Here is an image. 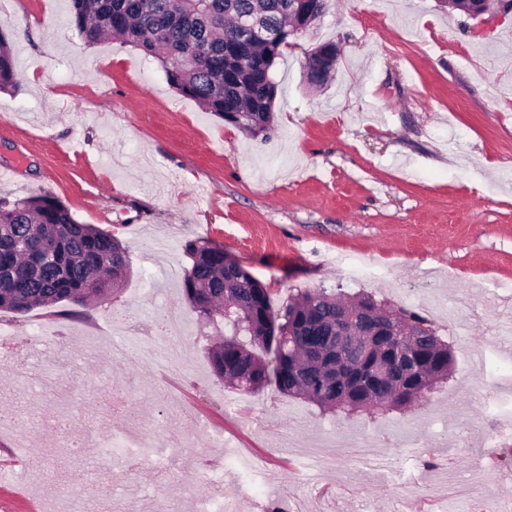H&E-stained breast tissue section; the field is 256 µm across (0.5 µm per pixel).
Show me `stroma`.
Returning <instances> with one entry per match:
<instances>
[{
	"label": "stroma",
	"instance_id": "obj_1",
	"mask_svg": "<svg viewBox=\"0 0 512 512\" xmlns=\"http://www.w3.org/2000/svg\"><path fill=\"white\" fill-rule=\"evenodd\" d=\"M18 86L0 92V197L47 194L131 251L125 283L102 300L0 311V412L43 440L33 468L0 484V512H194L206 475L224 470L237 512H490L512 501V429L485 440L512 322V19L485 32L437 0H329L317 26L284 48L268 139L179 95L158 62L112 38L86 46L70 0H0ZM340 45L325 87L306 57ZM223 246L275 304L297 288L364 292L427 318L455 351L452 379L404 412L339 419L275 387L245 398L214 375L209 340L181 293L189 239ZM374 277L344 273L343 260ZM184 322L176 388L157 346ZM52 354L44 387L15 355ZM125 404L105 444L74 453L114 393ZM187 425L167 470L163 420Z\"/></svg>",
	"mask_w": 512,
	"mask_h": 512
}]
</instances>
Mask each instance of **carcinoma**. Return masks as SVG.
<instances>
[{"label": "carcinoma", "instance_id": "carcinoma-1", "mask_svg": "<svg viewBox=\"0 0 512 512\" xmlns=\"http://www.w3.org/2000/svg\"><path fill=\"white\" fill-rule=\"evenodd\" d=\"M74 27L88 45L116 36L156 59L170 86L251 137L274 128L278 85L273 67L293 47L301 17L316 25L326 0H72ZM248 16L276 33L238 39ZM336 59L307 55L309 84L322 86ZM11 45L0 31V91L16 85ZM191 261L182 294L203 327L224 326L208 352L214 374L242 396L273 385L281 393L336 415L402 411L452 376V344L415 312L358 294L304 289L275 308L267 288L248 270L224 265V247L188 240ZM130 251L112 234L77 222L44 195L0 198V310L25 314L89 293L104 295L130 271ZM387 336L364 357H336V337ZM384 378L371 383L376 362Z\"/></svg>", "mask_w": 512, "mask_h": 512}]
</instances>
